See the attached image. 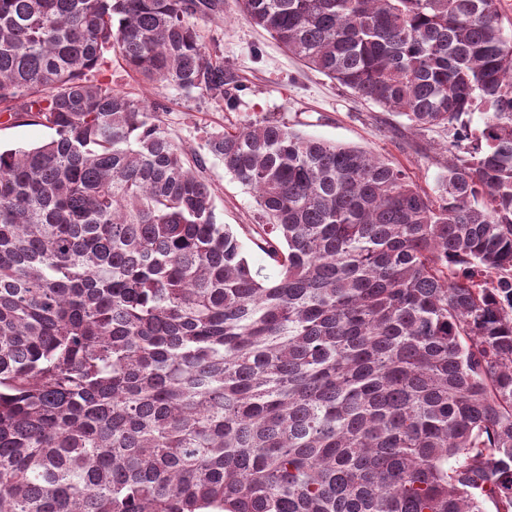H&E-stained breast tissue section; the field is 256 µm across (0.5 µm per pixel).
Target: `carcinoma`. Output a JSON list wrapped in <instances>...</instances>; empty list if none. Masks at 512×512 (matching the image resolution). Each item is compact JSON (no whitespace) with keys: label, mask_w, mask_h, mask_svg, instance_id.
<instances>
[{"label":"carcinoma","mask_w":512,"mask_h":512,"mask_svg":"<svg viewBox=\"0 0 512 512\" xmlns=\"http://www.w3.org/2000/svg\"><path fill=\"white\" fill-rule=\"evenodd\" d=\"M222 0H0V512H512V34L501 0H244L305 67L415 130L427 191L268 115L207 151L262 275L159 107L235 106ZM19 122L4 126L0 123V145L3 149L32 147L39 145L50 137V132L43 126Z\"/></svg>","instance_id":"1"}]
</instances>
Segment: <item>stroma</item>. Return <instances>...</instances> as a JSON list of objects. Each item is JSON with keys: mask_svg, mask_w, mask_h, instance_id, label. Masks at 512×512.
Masks as SVG:
<instances>
[{"mask_svg": "<svg viewBox=\"0 0 512 512\" xmlns=\"http://www.w3.org/2000/svg\"><path fill=\"white\" fill-rule=\"evenodd\" d=\"M199 33L206 53L230 67L243 87L236 110L173 89L152 92L117 58L108 71L113 90L160 103L170 136L185 150L202 151L207 135L226 125L274 115L306 135L355 146L402 165L424 189L434 186L448 160L446 130L411 129L404 117L358 100L325 75L306 68L247 19L243 0H224L220 16L200 23ZM201 174L215 191L219 223L236 232L242 225L256 223L253 193L227 173L222 162L206 157Z\"/></svg>", "mask_w": 512, "mask_h": 512, "instance_id": "stroma-1", "label": "stroma"}]
</instances>
